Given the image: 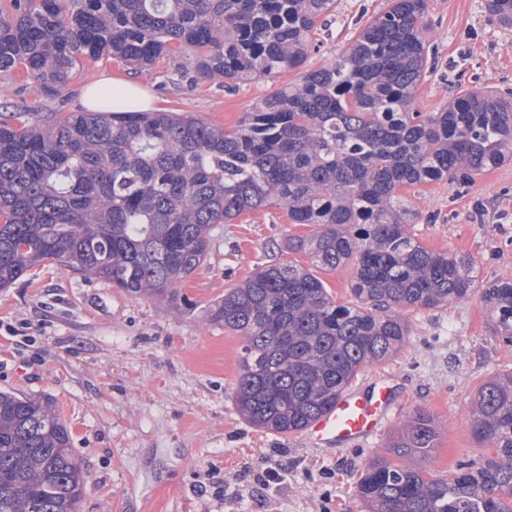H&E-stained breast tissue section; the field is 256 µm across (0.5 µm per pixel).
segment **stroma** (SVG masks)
Listing matches in <instances>:
<instances>
[{
  "label": "stroma",
  "mask_w": 512,
  "mask_h": 512,
  "mask_svg": "<svg viewBox=\"0 0 512 512\" xmlns=\"http://www.w3.org/2000/svg\"><path fill=\"white\" fill-rule=\"evenodd\" d=\"M387 0H337L318 20L317 50L306 63L332 62ZM435 65L418 108L436 112L456 86L512 90V28L491 20L485 0H428ZM135 78L158 111L193 114L224 127L291 81L237 85L202 78L162 58L147 70L118 59L87 63L58 96L38 92L20 69L0 72V119L24 111L45 125L82 109L85 87L103 76ZM409 229L425 247L467 255L483 283L512 281V160L460 192L433 182L409 193ZM277 209L216 225L204 265L172 299L130 296L55 263L34 267L0 288V391L52 397L85 469L80 512H369L357 483L376 456H391L395 435L415 410L433 414L438 448L420 465L439 475L479 460L471 435L473 398L493 374L512 371V342L492 333L479 299L408 309L410 333L389 360L366 368L362 386L391 377L399 390L392 419L375 438L346 448H317L306 432L282 436L251 425L234 384L241 340L213 321L227 289L256 269L309 266L288 240L311 233ZM281 475L264 485L266 471Z\"/></svg>",
  "instance_id": "35a3bbf8"
}]
</instances>
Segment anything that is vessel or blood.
<instances>
[{
  "mask_svg": "<svg viewBox=\"0 0 512 512\" xmlns=\"http://www.w3.org/2000/svg\"><path fill=\"white\" fill-rule=\"evenodd\" d=\"M394 405L393 391L384 382L347 389L309 426L308 438L321 448H343L367 441L388 423Z\"/></svg>",
  "mask_w": 512,
  "mask_h": 512,
  "instance_id": "1",
  "label": "vessel or blood"
}]
</instances>
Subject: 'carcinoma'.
Masks as SVG:
<instances>
[{
  "mask_svg": "<svg viewBox=\"0 0 512 512\" xmlns=\"http://www.w3.org/2000/svg\"><path fill=\"white\" fill-rule=\"evenodd\" d=\"M512 27V0H486ZM336 0H10L0 10V72L21 68L57 96L83 61L134 68L186 60L203 77L297 79L231 128L179 112H68L46 127L0 120V288L35 265L103 279L130 295L174 298L206 261L210 233L276 208L309 224L288 250L322 269L355 268L353 303L312 271L263 267L224 293L214 321L242 339L235 396L254 426L309 427L368 366L409 336L403 310L480 295L493 334L512 340V282L484 286L470 258L407 229L403 192L467 189L512 160V93L458 88L439 112L416 108L428 72V0H389L336 60L305 63L316 19ZM473 439L492 454L445 476L379 456L358 481L371 512H512V372L479 388ZM415 412L393 447H437ZM83 472L52 400L0 391V512H78Z\"/></svg>",
  "mask_w": 512,
  "mask_h": 512,
  "instance_id": "carcinoma-1",
  "label": "carcinoma"
}]
</instances>
